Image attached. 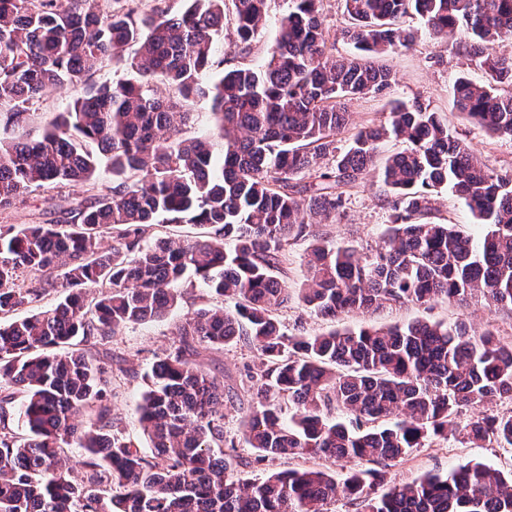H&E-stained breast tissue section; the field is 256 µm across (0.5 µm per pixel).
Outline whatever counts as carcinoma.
Here are the masks:
<instances>
[{
  "label": "carcinoma",
  "mask_w": 512,
  "mask_h": 512,
  "mask_svg": "<svg viewBox=\"0 0 512 512\" xmlns=\"http://www.w3.org/2000/svg\"><path fill=\"white\" fill-rule=\"evenodd\" d=\"M320 2L289 0L269 58L252 67L243 59L271 0H187L173 16L159 4L142 12L139 0L111 12L101 0H0V209L74 182L91 191L56 222L0 226V512H328L339 493L361 512H512V470L485 463L372 497L365 487L383 480L379 469L339 480L288 469L242 481L214 453L224 441V383L192 355L198 344L241 336L260 356L243 430L259 462L324 456L385 466L456 434L512 449V411L487 412L512 401V340L424 320L287 336L275 316L293 294L334 319L385 303L473 297L512 310V171L490 169L439 113L415 102L396 103L385 121L336 146L347 125L341 101L395 81L376 59L413 47L414 30L398 24L407 16L434 40L464 48L483 71L482 82L455 78L456 110L492 137H512V54L496 51L512 42V0H343L340 35L353 51L341 57L328 44ZM228 16L229 48L242 59L232 66L216 55ZM123 62L137 82H92ZM78 84L84 96L42 135L20 131L25 104L49 87ZM161 85L167 94H157ZM202 102L211 133L183 137ZM385 138L408 147L380 168L391 209L381 244L364 252L316 238L305 281L288 289L278 276L284 243L308 219L336 216ZM99 151L112 172L106 189ZM303 172L313 181L297 182ZM441 190L465 203L486 228L482 237L429 221ZM153 224H198L206 235L145 245ZM188 279L237 302L198 310L180 326V345L152 364L138 405L144 452L115 430L103 404L109 380L82 344L164 317ZM58 286L64 296L54 308L15 316ZM54 347L70 351L47 353ZM17 392L23 436L8 425ZM284 399L293 405L286 423ZM95 405L88 425L73 423ZM464 407L474 415L460 430ZM332 408L345 419L331 417ZM68 448L84 451L79 479Z\"/></svg>",
  "instance_id": "obj_1"
}]
</instances>
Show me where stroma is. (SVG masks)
Here are the masks:
<instances>
[{
    "mask_svg": "<svg viewBox=\"0 0 512 512\" xmlns=\"http://www.w3.org/2000/svg\"><path fill=\"white\" fill-rule=\"evenodd\" d=\"M412 50L396 51L380 57L396 76L395 83L382 93H371L343 101L352 125L362 126L380 119L395 102H419L440 113L457 136L470 143L489 167L506 171L512 169V139L489 136L480 126L470 122L454 108L451 98L452 82L458 72L480 78V70L471 64L465 51L455 45L433 40L418 20ZM80 85L53 89L31 100L26 110L25 130L39 135L73 100L82 97ZM85 196L84 186H69L63 190H40L24 196L14 207L0 211L1 224H38L55 219V209L61 201L75 202ZM391 211L384 199L378 168L370 172L346 194V201L334 220L306 225L299 236L290 238L285 248L284 280L296 288L306 277L305 256L313 236L320 235L336 244H349L363 249L375 248L387 224ZM183 294L167 316L159 321L128 326L120 335L97 341L92 352L106 371L111 372V394L108 404L118 429L139 448L148 441L136 411L148 388L147 374L157 356L170 352L179 344V327L199 309L218 304L232 307V300H220L201 282H183ZM280 328L288 336H311L330 328L331 319L310 312L298 300L292 299L276 313ZM415 320L465 322L473 327H490L499 336L512 337V311L488 308L480 299L458 305L437 301L428 305H392L364 315L342 317L341 325L355 328L361 325H393ZM193 361L204 371L219 376L224 382V456L244 478L259 477L270 471L291 466L334 469L330 459L299 458L296 461L268 460L257 462V452L249 448L242 435V419L253 404L250 371L256 369L258 353L252 343L239 340L220 347L201 344L195 349ZM474 460L494 464L502 470L512 469V450L492 445L475 448L456 438L434 439L429 447L419 448L390 462L385 467L389 484L411 481L426 473L446 474L459 463Z\"/></svg>",
    "mask_w": 512,
    "mask_h": 512,
    "instance_id": "obj_1",
    "label": "stroma"
}]
</instances>
